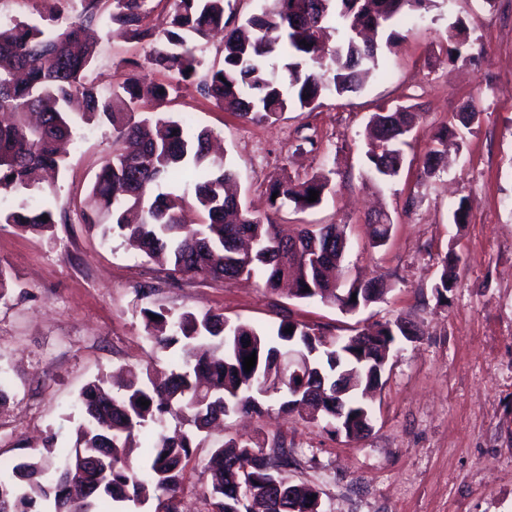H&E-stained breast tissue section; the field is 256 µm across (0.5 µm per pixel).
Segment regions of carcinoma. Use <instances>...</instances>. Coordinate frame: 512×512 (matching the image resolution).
Returning <instances> with one entry per match:
<instances>
[{"label":"carcinoma","mask_w":512,"mask_h":512,"mask_svg":"<svg viewBox=\"0 0 512 512\" xmlns=\"http://www.w3.org/2000/svg\"><path fill=\"white\" fill-rule=\"evenodd\" d=\"M48 5L36 21L0 28V189H30L46 170L66 164L59 144L73 138L74 100H81L85 123L112 126L115 149L102 166L87 196L84 223L99 227L103 236L125 238L150 261L167 267L171 277L234 280L260 277L276 291L291 282V294L302 300L330 304L353 312L385 296L383 281L357 279L336 285L328 276L344 259L346 233L338 224H299L293 230L270 214L243 206L231 189L235 174L210 153L211 132L187 119L176 120L145 110L160 103L168 88L149 78L166 72L179 82L199 79L197 89L215 106L254 123H273L287 111L312 112L329 97L360 89L363 71L379 65L381 45L361 38L371 29L385 35L386 46L401 39L403 20L432 10L436 0H267L260 12L232 23L226 13L231 0H170L171 10L153 24L146 23L149 0H112L109 21L123 26L134 39L145 40L143 62L129 63L119 90L103 93L85 83L94 58L88 27L99 22L100 0H83L81 14L71 18ZM223 37L224 57L207 69L193 39ZM306 44H301V41ZM450 61L478 56L469 41L465 21L448 31ZM366 163L382 182L394 180L405 164L404 147L413 129V113L403 107L380 109L369 121ZM454 128L445 127L432 139L421 159L419 174L430 178L445 156V143ZM322 170L302 181L286 175L268 180L267 196L279 212L285 206L299 211L318 207L331 190L330 175ZM188 179L194 186V205L203 215L188 224L183 213L186 195L156 192L169 181ZM319 192L314 202L309 191ZM48 219H43V216ZM57 213L48 198L34 206L0 210V224L24 233L51 231ZM391 224H369L376 247L386 244ZM255 241L249 254L238 243ZM456 263L445 257L433 284L439 301L456 287ZM145 330L161 349L182 344V360L167 366L131 368L118 391L104 379L85 385L78 395L83 414L75 429L73 448L55 465L51 448L23 458L0 477V512H112L107 503L145 505L154 512H180L179 489L191 462L193 443L231 412L260 414L264 399L253 391H285L293 397L304 387L324 384L304 419L333 433L363 436L371 416L360 395L381 381L383 362L397 341L416 335L414 325L396 318L377 326L376 339L353 336L332 342L310 326L283 319L273 329L232 322L222 313L186 312L175 319L164 311L143 309ZM157 319H151V316ZM292 332H285L287 328ZM293 343L314 353L313 370L294 380L282 378L276 364L279 349ZM256 354V364L244 371V358ZM150 405H141V400ZM181 418L187 429L170 436L167 416ZM150 433L146 455L137 453L140 436ZM106 449L98 488L93 496L75 501L58 491L61 483L81 486L87 477L79 458ZM291 451L279 440L263 435L230 439L217 446L209 460L211 512H281L279 492L295 489L297 512H307L311 497L321 495L313 485H291Z\"/></svg>","instance_id":"carcinoma-1"}]
</instances>
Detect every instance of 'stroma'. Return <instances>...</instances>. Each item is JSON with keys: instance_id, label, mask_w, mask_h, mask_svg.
Instances as JSON below:
<instances>
[{"instance_id": "obj_1", "label": "stroma", "mask_w": 512, "mask_h": 512, "mask_svg": "<svg viewBox=\"0 0 512 512\" xmlns=\"http://www.w3.org/2000/svg\"><path fill=\"white\" fill-rule=\"evenodd\" d=\"M110 11L109 0H101L97 60L87 75L105 93L146 52L145 43L109 28ZM459 18L483 50L479 61L448 59L446 32ZM401 34L358 92L324 100L311 112L284 113L273 124L243 121L196 86L152 75L173 88L164 112L192 116L221 144L249 209L269 211L265 185L272 177L303 180L333 169L334 190L320 206L282 212L277 221L344 225L340 281L381 279L391 286L382 300L353 313L270 292L256 277L173 281L121 237L102 238L81 213L112 155V128L78 126L67 165L51 185L52 204L66 221L51 234L0 224V269L12 282L0 299L7 395L0 404V471L10 472L50 438L57 451L70 450L75 398L89 381L182 357L178 346L155 349L142 308L212 310L265 328L289 317L327 337L402 317L417 335L398 345L368 402V435L353 440L277 413L282 396L274 394L271 411L226 416L223 431L196 449L179 490L181 512L211 510L205 465L212 447L259 433L285 441L295 460L290 480L318 486L325 512H512V0L491 7L484 0H439ZM396 104L415 114L410 159L420 158L465 107L480 114L449 139L444 171L423 179L405 168L385 184L363 165L364 131L379 106ZM304 136L314 146L300 147ZM464 197L472 205L469 219L452 223L450 212ZM374 211L392 224L382 247L366 232ZM449 252L460 258L458 282L440 302L432 285Z\"/></svg>"}]
</instances>
